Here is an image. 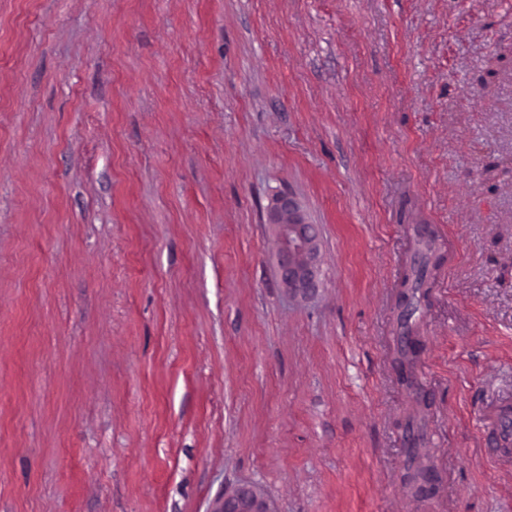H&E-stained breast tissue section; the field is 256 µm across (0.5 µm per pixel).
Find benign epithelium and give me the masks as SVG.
<instances>
[{
  "label": "benign epithelium",
  "instance_id": "1",
  "mask_svg": "<svg viewBox=\"0 0 512 512\" xmlns=\"http://www.w3.org/2000/svg\"><path fill=\"white\" fill-rule=\"evenodd\" d=\"M267 223L275 230L276 268L285 292L305 300L321 287L320 237L300 201L290 194L273 199ZM212 512H275L265 493L254 486H242L224 494Z\"/></svg>",
  "mask_w": 512,
  "mask_h": 512
}]
</instances>
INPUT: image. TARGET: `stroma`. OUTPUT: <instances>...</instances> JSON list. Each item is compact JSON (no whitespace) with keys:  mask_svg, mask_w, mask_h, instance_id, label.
<instances>
[{"mask_svg":"<svg viewBox=\"0 0 512 512\" xmlns=\"http://www.w3.org/2000/svg\"><path fill=\"white\" fill-rule=\"evenodd\" d=\"M278 192L320 230L304 301ZM244 484L512 512V0H0V512ZM267 224L275 230L276 268L283 289L294 299H307L322 285L317 225L289 193L273 199Z\"/></svg>","mask_w":512,"mask_h":512,"instance_id":"obj_1","label":"stroma"}]
</instances>
